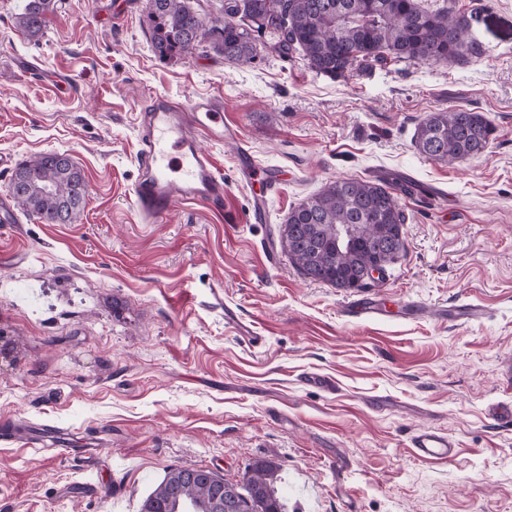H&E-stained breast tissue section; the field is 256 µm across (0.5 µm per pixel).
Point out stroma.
Segmentation results:
<instances>
[{
  "label": "stroma",
  "mask_w": 512,
  "mask_h": 512,
  "mask_svg": "<svg viewBox=\"0 0 512 512\" xmlns=\"http://www.w3.org/2000/svg\"><path fill=\"white\" fill-rule=\"evenodd\" d=\"M20 2L0 0V155L68 152L88 197L73 224L21 211L0 223V421L53 431L38 448L0 441V512H140L172 468L240 483L258 459L280 464L288 512H512V0H456L479 14L478 57L346 79L298 52L159 59L146 0H57L31 39ZM156 95L223 100L256 159L282 171L268 223L250 219L235 145L211 142L223 213L179 202L141 222L136 116ZM451 105L494 127L456 165L414 143ZM386 174L440 193L401 197L407 253L371 292L393 308L478 303L482 323L351 322L348 291L287 256L267 263L289 211L325 183ZM419 428L447 432L456 456L418 458ZM88 441L99 459L62 456Z\"/></svg>",
  "instance_id": "35a3bbf8"
}]
</instances>
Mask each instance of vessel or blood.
I'll list each match as a JSON object with an SVG mask.
<instances>
[{"label": "vessel or blood", "instance_id": "1", "mask_svg": "<svg viewBox=\"0 0 512 512\" xmlns=\"http://www.w3.org/2000/svg\"><path fill=\"white\" fill-rule=\"evenodd\" d=\"M239 139L237 127L224 121V104L220 99L202 96L182 104L165 96L152 97L139 116L138 177L133 188L134 205L143 221H160L178 200L221 207L224 177L202 143H238ZM236 161L245 184L259 181L265 186L263 194L252 198L255 220H264L270 195L277 191L280 177L260 166L247 148L240 146ZM341 312L351 321H381L389 316L387 306L366 292L345 301ZM402 313L409 318L428 314L439 323L469 325L479 324L486 317L484 307L473 303L428 309L408 302ZM410 446L419 457L429 461H447L457 453L448 433L425 428L413 433Z\"/></svg>", "mask_w": 512, "mask_h": 512}]
</instances>
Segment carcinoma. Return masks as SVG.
<instances>
[{
    "mask_svg": "<svg viewBox=\"0 0 512 512\" xmlns=\"http://www.w3.org/2000/svg\"><path fill=\"white\" fill-rule=\"evenodd\" d=\"M146 10L151 47L162 59L190 56L206 42L225 61L249 66L267 35L274 53L300 52L316 73L348 78L389 61L458 63L479 52L478 15L456 10L451 0L436 9L418 0H224L216 15L200 13L193 0H147ZM54 11L55 0H23L16 27L35 38ZM492 132L484 113L455 106L421 120L415 147L434 161L462 162L480 155ZM8 192L23 212L44 224H73L88 188L69 154L49 151L19 164ZM404 224L394 184L338 178L288 212L279 246L303 277L357 290L366 287L368 263L387 269L406 254ZM188 476L185 467L172 469L145 502L154 512H209L211 488ZM280 480L277 464L257 461L250 482L224 486L250 497L235 512H286Z\"/></svg>",
    "mask_w": 512,
    "mask_h": 512,
    "instance_id": "1",
    "label": "carcinoma"
}]
</instances>
